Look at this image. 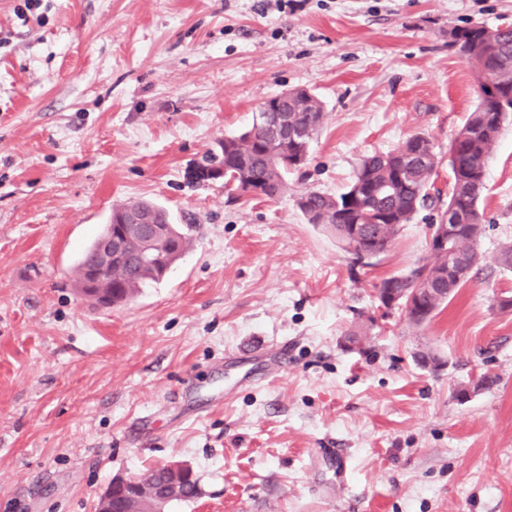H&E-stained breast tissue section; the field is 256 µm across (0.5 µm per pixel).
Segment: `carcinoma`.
<instances>
[{
  "instance_id": "cac0c4a2",
  "label": "carcinoma",
  "mask_w": 512,
  "mask_h": 512,
  "mask_svg": "<svg viewBox=\"0 0 512 512\" xmlns=\"http://www.w3.org/2000/svg\"><path fill=\"white\" fill-rule=\"evenodd\" d=\"M452 36L451 46L457 48V53L470 63L475 59L484 61L488 75L474 110L448 142L451 185L447 198H442L439 191L430 193V179L441 159L432 138L426 134L410 137L391 152L365 157L352 183L335 196L316 190L298 196L296 205L306 221L321 227L348 253L352 252L350 225H359L360 235L374 241L379 251L384 252L404 225L411 223L420 210L434 205L445 214L456 203L473 221L481 223L479 199L485 188L490 149L512 115V24L499 27L495 43L490 45L486 44L483 28L476 24L456 29ZM280 106L288 109V138H279L270 129L259 131L253 124L246 131L219 141L220 153L205 155L204 162L217 161L224 166V186L235 188L243 183L253 188L257 196L267 199L279 198L287 192L288 174L296 170L288 164V158L309 153L313 138L325 123L326 112L323 102L303 88L292 90ZM128 209L151 211L154 222L171 223L169 212L148 200L116 205L110 219H117ZM174 228L175 262L191 247L194 225L176 224ZM479 244L480 239L461 232L448 241V253L433 252L431 259L411 271L383 279L378 300H383L390 287L409 292L416 289L426 313H419L415 307H405L403 311L412 323H426L464 284L448 273V254L457 257L470 271L479 262ZM138 249V242H128L124 261L112 268V285L120 303L128 301L141 288L159 282L156 273L140 270ZM164 479L162 466L134 477L141 488L138 497L125 502L114 499L112 512L167 510L174 503L192 500L200 493L195 478L160 500L154 496L153 487Z\"/></svg>"
}]
</instances>
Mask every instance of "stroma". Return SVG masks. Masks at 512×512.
Masks as SVG:
<instances>
[{
  "label": "stroma",
  "mask_w": 512,
  "mask_h": 512,
  "mask_svg": "<svg viewBox=\"0 0 512 512\" xmlns=\"http://www.w3.org/2000/svg\"><path fill=\"white\" fill-rule=\"evenodd\" d=\"M21 2L0 0V512H96L113 478L170 462L200 487L171 512H512V120L481 259L423 325L375 287L429 257L428 211L363 267L295 205L416 134L447 156L478 95L448 33L512 22V0H42L26 21ZM294 88L327 118L287 196L193 182ZM139 199L193 244L126 305H90L77 259Z\"/></svg>",
  "instance_id": "35a3bbf8"
}]
</instances>
